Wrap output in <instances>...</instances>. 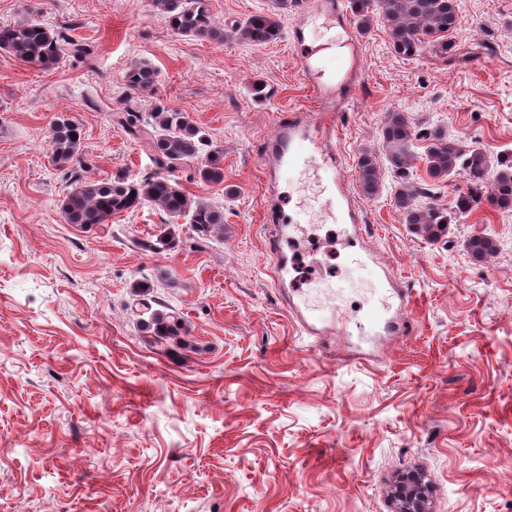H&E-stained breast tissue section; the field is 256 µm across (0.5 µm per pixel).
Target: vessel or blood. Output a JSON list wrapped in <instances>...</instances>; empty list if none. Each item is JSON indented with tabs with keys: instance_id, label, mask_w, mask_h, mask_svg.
Here are the masks:
<instances>
[{
	"instance_id": "vessel-or-blood-1",
	"label": "vessel or blood",
	"mask_w": 512,
	"mask_h": 512,
	"mask_svg": "<svg viewBox=\"0 0 512 512\" xmlns=\"http://www.w3.org/2000/svg\"><path fill=\"white\" fill-rule=\"evenodd\" d=\"M290 40L302 79L315 98V109L290 115L279 124L263 157L265 178L272 184L283 175L322 172L324 210L333 221L348 225L347 237L354 240L359 236L363 211L340 173L345 156L336 137L361 86L364 43L350 22L344 0H303ZM264 219L271 229L267 251L274 285L300 334L312 338L323 356L339 363L371 361L381 337L408 335L412 290L387 267L378 272L381 304L364 318H353L332 305H312L287 285L288 256L281 242L294 231V217L272 198Z\"/></svg>"
}]
</instances>
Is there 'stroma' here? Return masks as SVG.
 Returning <instances> with one entry per match:
<instances>
[{"mask_svg":"<svg viewBox=\"0 0 512 512\" xmlns=\"http://www.w3.org/2000/svg\"><path fill=\"white\" fill-rule=\"evenodd\" d=\"M290 0L276 42L250 46L232 26L276 0H207L224 40L173 34L152 0H0V27L36 20L91 48L50 69L0 54V512H392L399 475L423 472L432 512H512V212L479 204L430 241L395 205L402 182L382 146L390 113L412 135L413 182L451 207L462 178H430L428 136L480 147L493 168L512 156V0H458L455 49L397 54L382 18L361 29L364 79L340 125L343 171L371 249L413 292L410 335L378 360L337 364L301 336L270 276L262 221V156L279 121L315 101L299 74ZM277 9V8H276ZM150 63L152 92L127 71ZM186 113L224 150V181L197 163L174 176L224 209V233L174 248L136 239L167 222L158 207L81 229L59 201L68 168L48 149L51 123L82 128L88 178L153 169L147 142L119 113ZM372 152L379 190L358 162ZM289 286L339 287L367 308L371 269L353 264L339 225L318 214L313 182L281 185ZM473 235L497 254L473 262ZM147 279L187 335L160 350L140 336L130 285ZM127 86L131 93L142 94L150 92L156 84L157 73L154 68L146 62H139L127 73ZM358 169L359 183L362 191L366 195H375L378 192L380 179L375 161L369 154L365 153L361 156Z\"/></svg>","mask_w":512,"mask_h":512,"instance_id":"stroma-1","label":"stroma"}]
</instances>
